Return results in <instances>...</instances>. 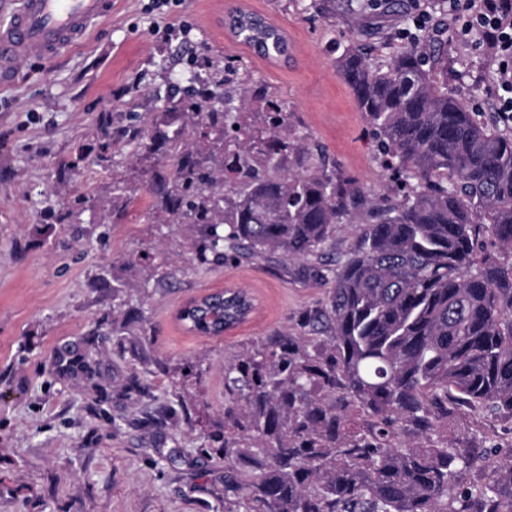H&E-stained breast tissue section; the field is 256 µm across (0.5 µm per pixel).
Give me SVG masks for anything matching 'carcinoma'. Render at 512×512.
Returning a JSON list of instances; mask_svg holds the SVG:
<instances>
[{"mask_svg":"<svg viewBox=\"0 0 512 512\" xmlns=\"http://www.w3.org/2000/svg\"><path fill=\"white\" fill-rule=\"evenodd\" d=\"M231 32L265 59L288 39L243 12ZM414 41L385 67L360 50L338 73L376 130L401 199L374 206L358 182L312 159L280 134L288 107L260 87L224 97V76L174 106L200 129L165 119L143 149L153 155L155 205L199 227L198 257L227 250L253 258L326 254L334 225L361 224L336 267L311 265L324 304L306 314L307 336H267L224 366V512H512V452L436 440L448 416L482 409L512 419V130L482 122L440 89ZM269 115L252 129L251 112ZM235 139H227L230 130ZM261 174L246 168L253 157ZM495 239L508 254H479ZM253 303L242 291L205 297L189 330L220 336ZM411 428L421 440L397 444ZM492 463L497 479L461 488L462 468Z\"/></svg>","mask_w":512,"mask_h":512,"instance_id":"carcinoma-1","label":"carcinoma"}]
</instances>
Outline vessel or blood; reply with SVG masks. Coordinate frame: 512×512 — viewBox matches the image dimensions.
<instances>
[{"mask_svg": "<svg viewBox=\"0 0 512 512\" xmlns=\"http://www.w3.org/2000/svg\"><path fill=\"white\" fill-rule=\"evenodd\" d=\"M111 14L112 0H15L0 23V87L14 82L23 61L55 57Z\"/></svg>", "mask_w": 512, "mask_h": 512, "instance_id": "b4317fda", "label": "vessel or blood"}]
</instances>
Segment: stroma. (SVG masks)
<instances>
[{
    "mask_svg": "<svg viewBox=\"0 0 512 512\" xmlns=\"http://www.w3.org/2000/svg\"><path fill=\"white\" fill-rule=\"evenodd\" d=\"M235 7L284 31L288 61L225 29ZM419 9L440 25V0H116L79 43L20 64L0 89V512H224V454L209 441L224 426V366L264 337L303 335L325 290L307 260L204 265L194 228L146 220L155 160L130 132L152 130L173 83L230 60L233 96L265 86L287 104L291 136L398 200L336 65L352 48L386 64ZM441 27L432 76L497 122L490 54ZM228 288L252 297L248 321L205 336L178 320ZM447 431L512 451L505 417L467 410Z\"/></svg>",
    "mask_w": 512,
    "mask_h": 512,
    "instance_id": "1",
    "label": "stroma"
}]
</instances>
